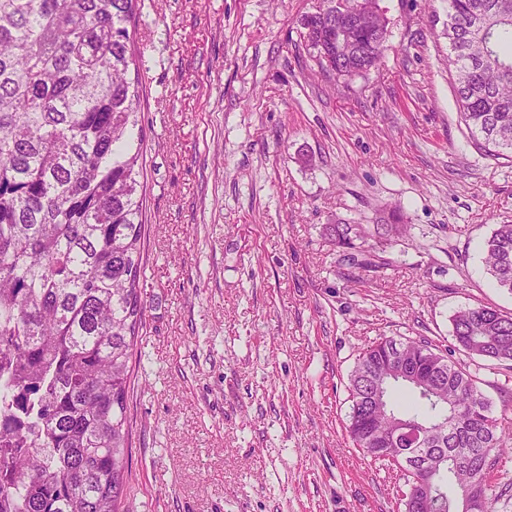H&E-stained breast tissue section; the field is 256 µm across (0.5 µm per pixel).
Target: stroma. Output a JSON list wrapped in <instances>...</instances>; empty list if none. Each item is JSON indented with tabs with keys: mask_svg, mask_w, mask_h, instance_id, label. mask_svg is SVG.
Returning <instances> with one entry per match:
<instances>
[{
	"mask_svg": "<svg viewBox=\"0 0 512 512\" xmlns=\"http://www.w3.org/2000/svg\"><path fill=\"white\" fill-rule=\"evenodd\" d=\"M319 0H142L135 27L146 325L124 512H396L348 440V378L379 337L452 349L450 317L512 313L483 241L512 159L476 147L448 74V0H380L382 59L334 81L301 35ZM398 209L379 273L321 227ZM512 427V369L464 359Z\"/></svg>",
	"mask_w": 512,
	"mask_h": 512,
	"instance_id": "35a3bbf8",
	"label": "stroma"
}]
</instances>
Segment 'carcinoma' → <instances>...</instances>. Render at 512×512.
<instances>
[{"label": "carcinoma", "instance_id": "cac0c4a2", "mask_svg": "<svg viewBox=\"0 0 512 512\" xmlns=\"http://www.w3.org/2000/svg\"><path fill=\"white\" fill-rule=\"evenodd\" d=\"M141 0H0V512H123L126 396L145 325L140 81ZM334 0L303 15V38L335 80L383 55L382 15L336 32ZM448 70L483 152L512 158V0H448ZM382 224L324 225L349 273H376L403 236ZM486 271L512 294V224L484 241ZM454 350L512 369V315L451 316ZM353 447L400 473L402 512H498L491 473L512 458L477 377L425 337H381L348 382ZM408 422L427 437L416 483L390 442Z\"/></svg>", "mask_w": 512, "mask_h": 512}]
</instances>
